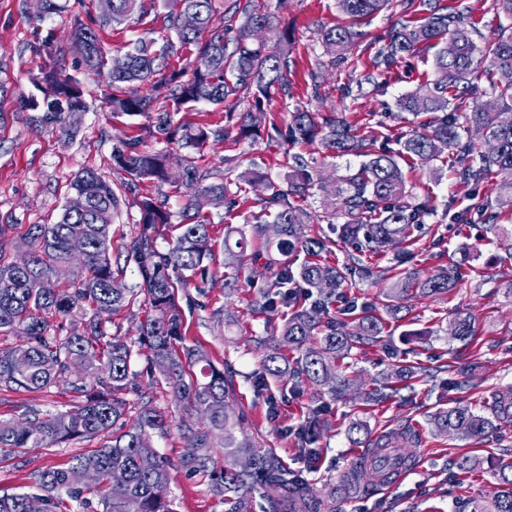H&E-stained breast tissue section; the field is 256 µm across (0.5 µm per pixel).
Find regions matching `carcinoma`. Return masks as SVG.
<instances>
[{
	"mask_svg": "<svg viewBox=\"0 0 512 512\" xmlns=\"http://www.w3.org/2000/svg\"><path fill=\"white\" fill-rule=\"evenodd\" d=\"M346 24L334 26L323 34V44L337 61H348L359 34L355 27L365 19L414 0H339ZM424 15L416 20H400L373 47L371 65L379 74H389L403 57L421 45H440L434 58L432 78L420 88L404 95L397 106L413 116L414 128L406 137L391 139L371 131L358 132L344 112L313 113L297 104L288 123L274 125L267 137L294 148L299 144L319 142L331 158L355 155L363 158L359 166L343 178V186L331 190L337 198L338 213L344 222L332 226L339 240L355 241L363 236L379 247L398 240L415 242L430 209L425 203L407 199L405 180L399 161L428 164L443 156L458 183L479 186L494 176L511 180L500 184L505 199L501 205L512 208V83H503L498 75L512 72V25L500 27L496 40L479 46L475 40V23L465 9L450 12L422 0ZM170 6V28L178 42L166 41L154 49L155 41L140 38L129 44L123 54L124 66L107 71L110 58L97 32L76 24L72 49L80 56L85 70L108 79L104 103L114 112L127 115L146 114L152 118L150 133L168 138L172 120L170 112L185 105L207 102L224 105L251 101V111L240 117V130L250 136L265 127L261 105L278 93L289 95L288 54L292 40L283 27L274 50L248 40L249 33L269 25L266 0H224L223 20L217 27L214 0H164ZM155 7L156 0H112V12L100 16L98 26L121 25L133 14ZM192 11L198 26L186 31L181 15ZM244 21L234 27L237 16ZM194 48L191 73L163 71L162 61L175 44ZM492 59L494 71H480L482 59ZM141 84L149 92L124 91L127 84ZM43 98L31 97L27 107L44 112L49 124L68 134L75 125V115L85 111L79 82L57 69L45 68L35 79ZM477 132L496 148L478 151L471 139ZM224 140V129L185 126L178 147L198 148L209 141ZM395 142L398 148L390 146ZM114 158L128 176L126 186L132 190L148 180L168 182L172 162L183 164L185 184L196 187L182 211V233L171 250L164 254L157 248L160 227L169 223L165 203L158 197L138 201L139 230L126 247L125 259L112 257V223L120 200L112 185L95 170L81 172L71 190L86 199L85 209L64 208L54 224H33L30 228L31 251L21 263L5 259L0 244V335L20 332L25 343L0 350V388L38 392L48 389L65 375L71 363L83 365V373L72 382V390L83 402L65 411L40 414L34 412L32 426L19 428L0 420V460L27 448L49 450L75 439L105 434L107 444L87 455H78L66 467L46 466L35 475L39 493H15L0 496V512H27V502L39 498L44 512H70L68 502L95 498L101 512H173L167 496L158 488L167 486L170 466L152 443V433L165 425L160 411L150 405L140 406L136 422L127 426V402L133 345L121 336L107 332L112 314L128 306L135 293L154 312L140 328L139 340L148 345L154 369L171 385L176 400L203 413L207 421L202 428L182 426L188 443L189 467L204 471L211 460L212 448L224 449V472L214 482V491L224 497V512H254L253 494L263 490L262 512H335L330 502L336 500V487L327 497L313 493L302 471L287 467L273 451L256 448L247 438L239 437L240 419L228 410L226 397L231 379L212 365L200 349L175 347L181 336L183 315L179 289L190 287L198 275H205L204 262L212 256L209 224L201 216L198 196L221 199L229 208L238 203L229 197L224 183L202 184L205 175L187 158L173 152L155 153L142 148L141 141L130 139L116 149ZM323 178L314 163L300 154L292 156L286 187L270 185L271 193L262 199V209L254 215L253 236L261 240L262 251L251 257L265 260L264 267L275 275L273 290L260 294L258 307L273 311L288 305L294 313L281 329L282 340L301 350L293 370L278 364L279 353H270L263 364L260 383L267 378L287 375L304 376L334 394L351 384L341 373V362L350 355L358 340H371L383 332V324L374 314L373 304L350 299L341 291L354 277L366 278L369 269L362 255L351 253L339 268L307 261L293 269L290 256L305 251L314 256L327 249V240L308 238L303 225L312 215L301 206L322 187ZM501 212L488 206L478 210L477 219L489 229L509 236L499 224ZM276 224V238L266 236L267 227ZM86 241L82 257L74 258L67 250L70 238ZM244 238L224 239L225 265L239 267L246 253ZM134 262L140 277L139 288H112L118 280L113 264ZM180 272L172 278L169 270ZM461 281L459 266L448 265L420 285L421 293L444 294ZM341 303V318L329 316L330 307ZM81 316L80 326L61 336L51 331L50 321ZM356 324L357 332L348 330ZM450 335L465 341L477 335L469 316H458L449 325ZM26 354L22 364L15 361L17 352ZM199 371H194V367ZM512 417V387L496 391L483 410L477 411L466 401L440 411L431 424L440 433L461 439L482 436L495 427V421ZM322 430L321 409L311 411L299 428V454L307 466L318 465L323 454L319 444ZM156 461L153 470L145 471L144 457ZM250 458L253 466L241 470L237 462ZM399 464L405 457L398 449L380 445L369 455L353 463L340 476L345 490L364 488L369 474H388V462ZM98 472L99 481L86 487L79 475L88 470ZM120 470L126 475L121 488L112 487L110 473ZM495 492L487 501L470 502V512H512V462L503 461L493 471Z\"/></svg>",
	"mask_w": 512,
	"mask_h": 512,
	"instance_id": "carcinoma-1",
	"label": "carcinoma"
}]
</instances>
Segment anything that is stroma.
<instances>
[{
	"mask_svg": "<svg viewBox=\"0 0 512 512\" xmlns=\"http://www.w3.org/2000/svg\"><path fill=\"white\" fill-rule=\"evenodd\" d=\"M57 10L41 14L36 0H0V235L10 242L8 260H18L30 250L28 229L33 224L55 223L71 195L70 184L83 170L91 168L113 187L120 189L126 174L115 163L116 147L131 137H140L145 149L166 150L162 139L148 135L146 116H128L105 111L101 93L105 78L86 74L84 66L70 50V34L75 23L92 24L100 13L98 0H56ZM268 11L277 24L255 32V39L267 46L277 42L278 23L294 34L288 57L290 99L278 98L264 107L266 125L283 124L286 105L294 100L314 112L327 109L346 111L359 125L382 127L397 137L408 133L407 113L394 107L396 99L416 90L433 71L434 52L420 49L405 57L383 91L352 99L342 95L345 86L355 84L369 65L364 49L388 33L395 17L381 12L359 27L363 52L356 63L332 65L321 42L322 30L341 24L344 16L339 0H267ZM111 56L122 55L129 42L139 38L164 42L173 37L166 8L129 19L123 25L99 32ZM54 65L76 77L86 108L78 113L73 134L40 123L39 113L27 110L24 100L35 89L33 75L45 65ZM321 65L324 77L322 99L310 96L308 71ZM185 156L207 174L209 182H225L236 190L238 204L209 205L204 209L210 226L213 256L207 261L204 277L194 278L190 288L180 291L184 311L181 346L205 349L214 364L233 383L226 403L230 411L243 417L242 433L257 447L275 451L288 467L302 470L310 487L323 492L338 483L343 471L364 449L374 447L378 438L395 433L401 453L409 456L411 471L387 490H360L336 495V512H470V499L493 490L491 471L507 449H512V421L498 422L494 430L475 439L462 440L437 433L429 422L438 409L453 400L482 402L490 392L512 385V249L501 237L478 223L463 224L456 213L477 212L479 205L495 200L497 181L471 188L456 182L446 163L434 161L406 169V189L416 201L430 205L426 231L412 245L407 271L419 280L447 268L449 261L460 263L463 278L448 293L427 297L410 291L397 312H390L383 296L392 281L388 269L397 246L363 249L370 268L367 278L357 280L347 294L374 304L387 321L382 336L370 345H357L349 358V377L370 381L393 373L400 359L414 363L416 373L410 383L397 382L388 397L377 405L366 404L357 388L339 395L300 381L299 393H292L288 381L268 379L258 385V374L266 354L279 352L286 363L299 356L296 348L280 338L289 308L272 312L254 308L258 291L273 280L263 264H246L241 273L224 265V237L228 232L249 231L253 217L261 209V198L269 185H282L288 171V151L266 136L244 139L230 132L223 141L202 148H188ZM264 175L257 186L238 180L245 169ZM191 190L175 181L162 186L142 183L135 195L127 196L112 225V250L123 252L138 231L140 214L136 196L163 195L171 222L157 241L160 252H168L180 230L179 212ZM471 315L477 334L463 343L448 333V324L457 314ZM134 378L126 399L131 413L149 402L166 416L163 432L154 434L158 452L171 464L167 497L174 512H224L222 498L213 490L215 478L224 470V451H212L207 471L186 467L187 442L180 425H201L191 407L175 401L171 387L154 371L147 346L137 348L132 363ZM76 402L70 377H63L44 392L0 390V419L22 422L32 411L65 410ZM321 408L325 427L320 444L324 450L317 469L306 468L298 454L296 432L313 408ZM366 423L367 429L350 437L352 422ZM101 438L74 441L44 451L29 449L0 461V496L32 491L37 470L45 466H65L72 457L101 445ZM460 456L481 460L480 470L458 474L452 465Z\"/></svg>",
	"mask_w": 512,
	"mask_h": 512,
	"instance_id": "35a3bbf8",
	"label": "stroma"
}]
</instances>
